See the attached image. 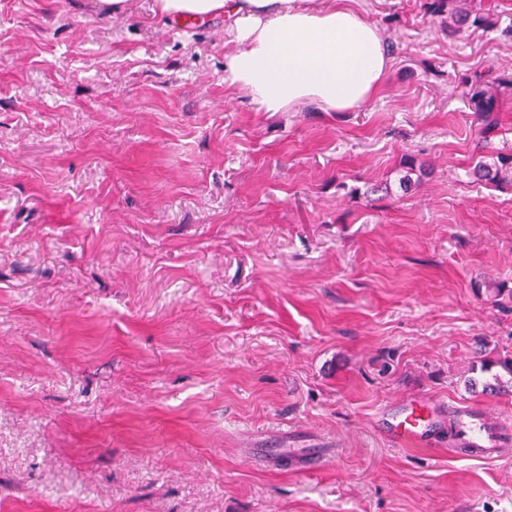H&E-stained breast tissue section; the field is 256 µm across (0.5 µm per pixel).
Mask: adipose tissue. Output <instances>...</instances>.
<instances>
[{
    "label": "adipose tissue",
    "instance_id": "adipose-tissue-1",
    "mask_svg": "<svg viewBox=\"0 0 512 512\" xmlns=\"http://www.w3.org/2000/svg\"><path fill=\"white\" fill-rule=\"evenodd\" d=\"M163 19L234 17L238 48L224 59L230 85L267 112L309 103L350 112L381 87L389 67L378 27L344 0H155Z\"/></svg>",
    "mask_w": 512,
    "mask_h": 512
}]
</instances>
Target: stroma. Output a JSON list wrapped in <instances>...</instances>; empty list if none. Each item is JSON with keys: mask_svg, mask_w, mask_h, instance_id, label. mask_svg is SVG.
Listing matches in <instances>:
<instances>
[{"mask_svg": "<svg viewBox=\"0 0 512 512\" xmlns=\"http://www.w3.org/2000/svg\"><path fill=\"white\" fill-rule=\"evenodd\" d=\"M427 2L352 0L391 56L371 101L266 112L223 15L0 0V512H512L482 368L512 358V186L470 174L512 155V0L456 34ZM409 397L479 407L499 455L393 445ZM470 91H472L470 99L474 104L475 112H477L479 120L483 124V130L485 133H489L498 125V96L496 94L489 93V91L481 87L479 84L472 86ZM258 459L270 468H277L281 462L290 460L298 468L312 469L319 466L321 454L312 448H264Z\"/></svg>", "mask_w": 512, "mask_h": 512, "instance_id": "35a3bbf8", "label": "stroma"}]
</instances>
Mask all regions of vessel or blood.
<instances>
[{
  "label": "vessel or blood",
  "mask_w": 512,
  "mask_h": 512,
  "mask_svg": "<svg viewBox=\"0 0 512 512\" xmlns=\"http://www.w3.org/2000/svg\"><path fill=\"white\" fill-rule=\"evenodd\" d=\"M380 423L387 436L406 447L427 445L448 425L453 426L458 443L476 456L495 457L502 445L500 437L485 426L479 411L468 406L437 405L413 397L387 409ZM259 459L270 468L289 461L312 469L319 465L321 454L312 448H267Z\"/></svg>",
  "instance_id": "1"
}]
</instances>
